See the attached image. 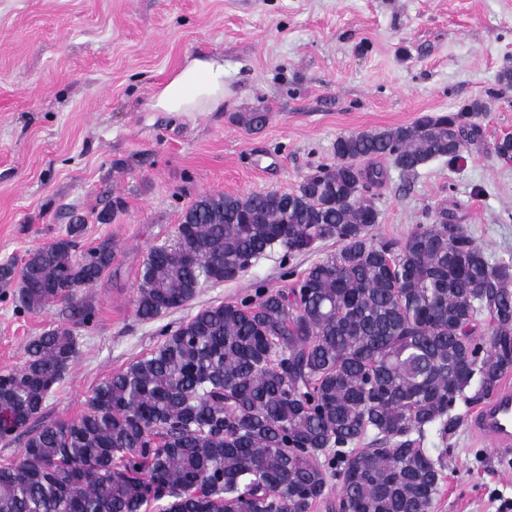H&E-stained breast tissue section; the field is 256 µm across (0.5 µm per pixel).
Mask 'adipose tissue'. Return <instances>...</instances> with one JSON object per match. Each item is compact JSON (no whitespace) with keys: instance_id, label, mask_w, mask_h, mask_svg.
Instances as JSON below:
<instances>
[{"instance_id":"obj_1","label":"adipose tissue","mask_w":512,"mask_h":512,"mask_svg":"<svg viewBox=\"0 0 512 512\" xmlns=\"http://www.w3.org/2000/svg\"><path fill=\"white\" fill-rule=\"evenodd\" d=\"M223 102L224 59L208 54L188 59L155 98L165 112H210Z\"/></svg>"}]
</instances>
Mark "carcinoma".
<instances>
[{
    "label": "carcinoma",
    "instance_id": "1",
    "mask_svg": "<svg viewBox=\"0 0 512 512\" xmlns=\"http://www.w3.org/2000/svg\"><path fill=\"white\" fill-rule=\"evenodd\" d=\"M475 100L412 126L336 139V164L291 193L203 194L174 241L149 249L134 297L143 321L188 305L205 284L245 273L276 247L291 258L339 244L285 290L199 309L151 352L112 373L68 421L36 417L78 355L73 330L34 337L0 372V512H434L459 406L488 399L512 372V263L490 262L464 227L418 224L403 241L374 234L364 196L384 157L412 175L454 165L480 135ZM84 225L0 265L16 307L62 303L82 325L83 291L111 273L116 246L87 249ZM369 441L366 448L358 444ZM340 490L331 497L332 480Z\"/></svg>",
    "mask_w": 512,
    "mask_h": 512
}]
</instances>
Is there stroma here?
<instances>
[{"label": "stroma", "instance_id": "1", "mask_svg": "<svg viewBox=\"0 0 512 512\" xmlns=\"http://www.w3.org/2000/svg\"><path fill=\"white\" fill-rule=\"evenodd\" d=\"M224 57V103L161 112L152 100L188 57ZM512 0H0V262H23L82 220V243L111 239L116 277L87 292L92 324L45 404L48 421L84 412L92 390L150 352L166 325L198 309L282 289L336 251L332 240L285 259L275 249L244 274L207 284L185 307L144 322L133 297L150 247L170 243L206 193L290 192L336 161L338 136L408 126L490 101L464 163L416 174L390 161L373 188L378 238L400 240L453 213L491 259H512ZM263 112L252 129L243 114ZM124 208L113 212V199ZM63 304L17 310L0 287V370L34 336L68 323ZM435 512H494L512 498V453L480 440L471 416L449 436Z\"/></svg>", "mask_w": 512, "mask_h": 512}]
</instances>
